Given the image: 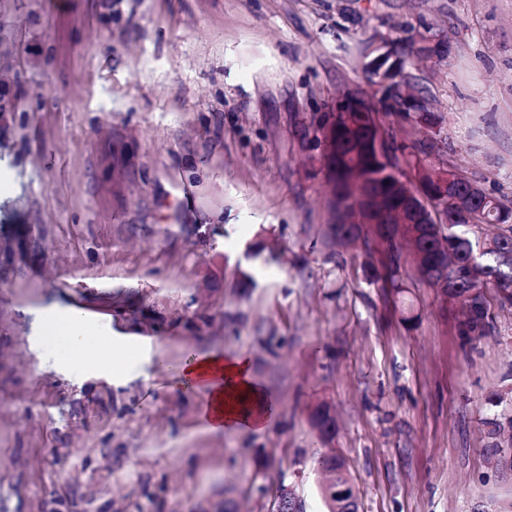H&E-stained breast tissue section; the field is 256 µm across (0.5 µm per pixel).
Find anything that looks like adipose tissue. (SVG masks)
Here are the masks:
<instances>
[{
    "label": "adipose tissue",
    "instance_id": "obj_1",
    "mask_svg": "<svg viewBox=\"0 0 512 512\" xmlns=\"http://www.w3.org/2000/svg\"><path fill=\"white\" fill-rule=\"evenodd\" d=\"M42 332L62 341L71 358L94 376L123 379L131 358L144 355L143 348L119 339L94 347V326L72 309L48 312ZM176 379L179 387L204 393L199 415L207 430L262 432L268 428L266 390L255 378L248 355L192 352L178 366Z\"/></svg>",
    "mask_w": 512,
    "mask_h": 512
}]
</instances>
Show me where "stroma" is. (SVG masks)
I'll return each mask as SVG.
<instances>
[{"label": "stroma", "instance_id": "35a3bbf8", "mask_svg": "<svg viewBox=\"0 0 512 512\" xmlns=\"http://www.w3.org/2000/svg\"><path fill=\"white\" fill-rule=\"evenodd\" d=\"M449 40L410 72L440 118L380 113L512 204V0H0V512H303L331 442L361 512H473L512 499V309L463 335L437 289L392 294L335 223L318 124L379 97L372 35ZM275 254L268 260L256 247ZM156 358L120 383L36 345L42 315ZM243 353L279 406L213 433L161 362Z\"/></svg>", "mask_w": 512, "mask_h": 512}]
</instances>
